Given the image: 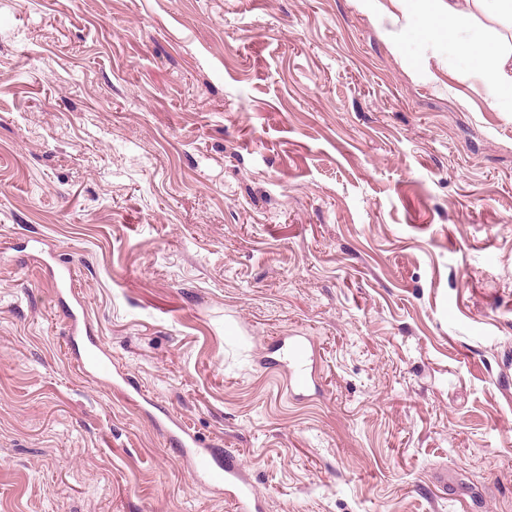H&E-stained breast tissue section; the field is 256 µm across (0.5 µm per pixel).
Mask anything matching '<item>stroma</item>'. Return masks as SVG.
<instances>
[{
    "label": "stroma",
    "instance_id": "obj_1",
    "mask_svg": "<svg viewBox=\"0 0 512 512\" xmlns=\"http://www.w3.org/2000/svg\"><path fill=\"white\" fill-rule=\"evenodd\" d=\"M415 24L0 0V512H236L162 413L261 512H512V113ZM273 352H279L280 360L274 359L277 369L286 376L287 388L294 396L316 387L315 351L306 336H280ZM84 371L112 382V356L103 351L96 343L90 342L84 355L80 357ZM173 428L165 429V434L171 442L177 447L181 448L186 453H193L192 448L198 446L197 440L193 434H191L181 423L174 420H170ZM211 459L210 450L195 454L196 471L203 477V481L214 488L222 485L234 486L237 490V493L233 494L237 510L241 512L255 510L256 496L238 465L226 464L224 467H215Z\"/></svg>",
    "mask_w": 512,
    "mask_h": 512
}]
</instances>
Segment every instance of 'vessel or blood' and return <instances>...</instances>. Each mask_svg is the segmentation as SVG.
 <instances>
[{
    "mask_svg": "<svg viewBox=\"0 0 512 512\" xmlns=\"http://www.w3.org/2000/svg\"><path fill=\"white\" fill-rule=\"evenodd\" d=\"M275 350L280 355L275 366L285 374L287 388L294 396H304L306 392L316 386L315 351L307 337H278ZM80 364L87 373L107 380L112 377V357L97 344H90L86 348L80 358ZM165 434L182 451H195L196 471L206 484L215 488L222 485L235 487L234 499L238 512H253L256 496L238 466L230 464L213 466L211 452H196L195 436L181 423H174L172 428L166 429Z\"/></svg>",
    "mask_w": 512,
    "mask_h": 512,
    "instance_id": "b4317fda",
    "label": "vessel or blood"
}]
</instances>
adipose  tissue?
Instances as JSON below:
<instances>
[{
    "label": "adipose tissue",
    "instance_id": "1",
    "mask_svg": "<svg viewBox=\"0 0 512 512\" xmlns=\"http://www.w3.org/2000/svg\"><path fill=\"white\" fill-rule=\"evenodd\" d=\"M417 32L427 40L446 41L449 53L476 74L488 92V105L512 112V0H430ZM500 32H493V25Z\"/></svg>",
    "mask_w": 512,
    "mask_h": 512
}]
</instances>
